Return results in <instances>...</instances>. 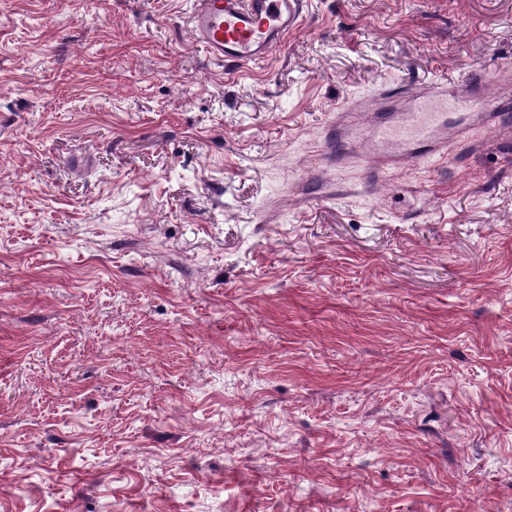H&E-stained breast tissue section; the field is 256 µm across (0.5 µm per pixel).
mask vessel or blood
<instances>
[{"instance_id": "1", "label": "vessel or blood", "mask_w": 512, "mask_h": 512, "mask_svg": "<svg viewBox=\"0 0 512 512\" xmlns=\"http://www.w3.org/2000/svg\"><path fill=\"white\" fill-rule=\"evenodd\" d=\"M302 0H198L190 20L192 39L210 58L245 65L269 57L294 30ZM378 97L404 98L396 116L375 113L367 101H352L336 114L331 146L352 145L365 131L369 147L364 158L378 165L390 160L400 166L427 165L445 159L449 142L462 138L474 124L512 126V92L489 95L484 79L468 75L447 86L430 84L415 90L395 83Z\"/></svg>"}]
</instances>
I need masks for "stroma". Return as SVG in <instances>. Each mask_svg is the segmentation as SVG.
<instances>
[{
    "mask_svg": "<svg viewBox=\"0 0 512 512\" xmlns=\"http://www.w3.org/2000/svg\"><path fill=\"white\" fill-rule=\"evenodd\" d=\"M0 0V512H512V133L386 174L342 103L473 73L512 0ZM301 0H199L192 39L215 60L245 65L269 57L294 30Z\"/></svg>",
    "mask_w": 512,
    "mask_h": 512,
    "instance_id": "stroma-1",
    "label": "stroma"
}]
</instances>
